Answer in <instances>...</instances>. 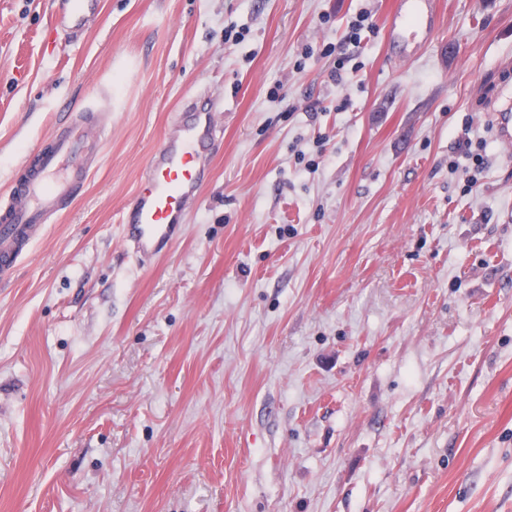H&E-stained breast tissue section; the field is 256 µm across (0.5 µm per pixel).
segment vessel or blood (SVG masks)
Instances as JSON below:
<instances>
[{
    "label": "vessel or blood",
    "mask_w": 512,
    "mask_h": 512,
    "mask_svg": "<svg viewBox=\"0 0 512 512\" xmlns=\"http://www.w3.org/2000/svg\"><path fill=\"white\" fill-rule=\"evenodd\" d=\"M399 3V19L387 29L389 40L409 46L427 40L435 27L432 0ZM106 132L99 122L76 113L46 146L23 160L9 197L0 202V271L9 272L17 263L19 241L33 237L73 199ZM216 134L213 119L180 122L151 157L136 202L122 218L125 240L138 259L158 255L180 237L182 212L197 188L198 156Z\"/></svg>",
    "instance_id": "1"
}]
</instances>
